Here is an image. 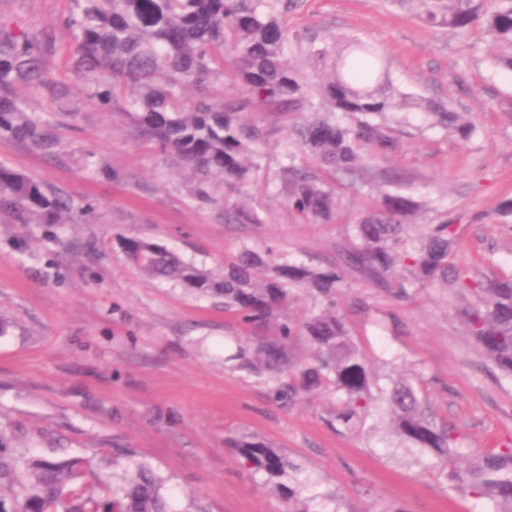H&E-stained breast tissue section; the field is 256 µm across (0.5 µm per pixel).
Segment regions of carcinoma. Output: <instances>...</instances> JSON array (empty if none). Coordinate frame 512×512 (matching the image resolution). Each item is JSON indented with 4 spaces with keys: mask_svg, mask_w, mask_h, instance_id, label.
I'll use <instances>...</instances> for the list:
<instances>
[{
    "mask_svg": "<svg viewBox=\"0 0 512 512\" xmlns=\"http://www.w3.org/2000/svg\"><path fill=\"white\" fill-rule=\"evenodd\" d=\"M420 18L465 34L484 27L498 41L512 43V0H417ZM75 38L73 71L106 108L121 105L141 136L171 154L209 201L210 189L249 181L246 157L262 140V127L244 112L308 108L312 118L297 131L301 146L320 170L361 174L368 149H389L393 141L378 120L401 107L377 49L356 38L331 58L313 51L316 94L284 58L286 31L269 0H74L67 20ZM50 41L0 26V137L26 144L47 156L58 142L50 126L25 108L21 89L42 86ZM230 67L243 95L215 97L212 89ZM198 94L192 106L185 89ZM418 107L466 139L473 124L443 106L423 100ZM290 207L308 222H327L338 208L322 176L292 166L283 172ZM420 203L384 193L379 204L351 227V245L341 262L326 267L290 262L271 248L248 247L224 258V267H198L179 252L141 239L121 248L139 271L198 296L224 300V313L250 326L254 336L239 345L237 369L265 384L270 399L287 405L300 396L330 394V423L343 433L367 421L389 420L401 447L427 455L451 489L486 499L494 512H512V448H496L460 465L465 453L453 429L439 424L426 398L406 378L376 388L366 356L336 298L344 268L390 291L399 303L417 289L439 284L475 298L464 312L470 335L483 354L512 377V272L475 282L454 263L457 225L428 224L406 236ZM0 213L20 224L73 223L74 205L59 191L0 164ZM231 218L259 224L252 209L236 207ZM317 302L302 318L288 313L296 289ZM303 340L308 358L295 357L292 343ZM378 393H373V389ZM244 467L270 486L288 512H338L323 497L317 509L302 499L308 478L272 444L251 436L229 437ZM166 479L145 463L102 482L93 459H26L0 451V512H172Z\"/></svg>",
    "mask_w": 512,
    "mask_h": 512,
    "instance_id": "cac0c4a2",
    "label": "carcinoma"
}]
</instances>
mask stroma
Returning <instances> with one entry per match:
<instances>
[{
    "label": "stroma",
    "instance_id": "1",
    "mask_svg": "<svg viewBox=\"0 0 512 512\" xmlns=\"http://www.w3.org/2000/svg\"><path fill=\"white\" fill-rule=\"evenodd\" d=\"M72 7L73 0H0V25L52 39L45 78L70 88L62 99L42 88L26 94L30 110L54 129L57 155L0 138V162L93 206L62 228L0 215V433L8 446L56 459L127 448L132 459L105 463L100 478L146 463L166 477L175 512H285L224 446L226 437L248 434L302 464L312 479L307 495L334 496L338 512H492L425 471L397 441L383 443L382 433L337 432L328 422L330 397L271 403L262 385L224 365L249 329L220 300L133 268L119 240L160 242L214 271L245 246L322 265L347 246L348 225L380 193L394 192L420 203L416 223L457 225L455 261L471 278L511 272L512 221L498 205L512 199V72L495 60L512 56V44L480 27L461 35L428 25L416 0H297L283 12L285 57L295 70L314 76L310 46L358 37L381 51L393 86L409 100L388 124L394 149L374 152L357 183L327 176L338 211L308 224L278 179L288 163L313 164L295 135L305 112H246L268 131L249 157L253 182L201 200L120 107L104 110L76 80L64 25ZM420 100L466 115L475 133L463 141L432 126ZM87 154L98 174L80 167ZM240 203L260 223L231 222ZM345 278L341 307L357 297L370 306L349 323L380 385L422 372L437 421L458 433L462 447L479 454L512 445V379L468 333L462 311L472 296L432 286L397 305L359 273Z\"/></svg>",
    "mask_w": 512,
    "mask_h": 512
}]
</instances>
